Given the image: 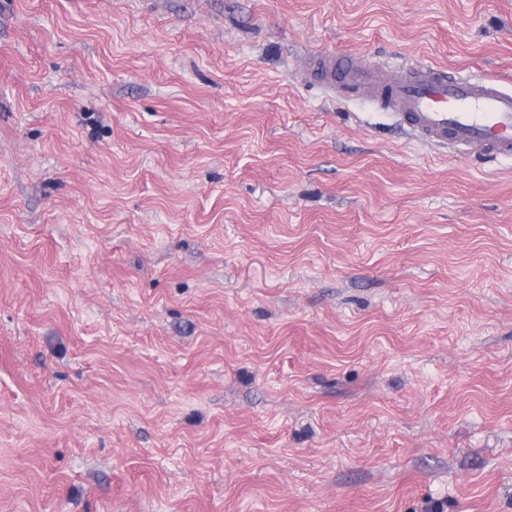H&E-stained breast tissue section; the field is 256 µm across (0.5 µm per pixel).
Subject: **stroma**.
I'll list each match as a JSON object with an SVG mask.
<instances>
[{
    "instance_id": "obj_1",
    "label": "stroma",
    "mask_w": 512,
    "mask_h": 512,
    "mask_svg": "<svg viewBox=\"0 0 512 512\" xmlns=\"http://www.w3.org/2000/svg\"><path fill=\"white\" fill-rule=\"evenodd\" d=\"M331 53L512 0H0V512H512V159Z\"/></svg>"
}]
</instances>
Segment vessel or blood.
<instances>
[{
	"label": "vessel or blood",
	"instance_id": "obj_1",
	"mask_svg": "<svg viewBox=\"0 0 512 512\" xmlns=\"http://www.w3.org/2000/svg\"><path fill=\"white\" fill-rule=\"evenodd\" d=\"M311 73L327 87L354 89L392 112L421 141L456 154L512 157V89L421 64L378 71L352 57L317 55Z\"/></svg>",
	"mask_w": 512,
	"mask_h": 512
}]
</instances>
